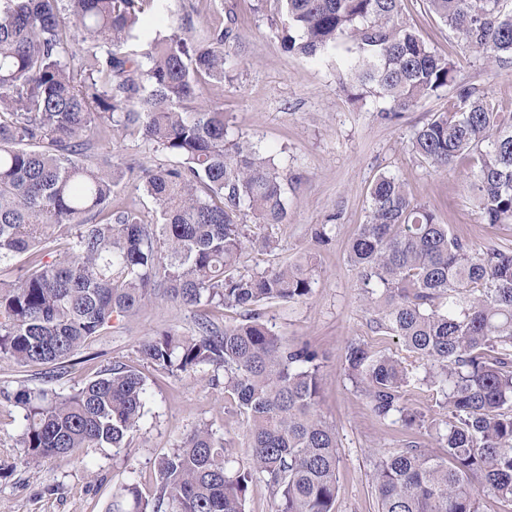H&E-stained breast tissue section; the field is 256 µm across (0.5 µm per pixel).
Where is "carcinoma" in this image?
<instances>
[{"label": "carcinoma", "instance_id": "1", "mask_svg": "<svg viewBox=\"0 0 512 512\" xmlns=\"http://www.w3.org/2000/svg\"><path fill=\"white\" fill-rule=\"evenodd\" d=\"M144 0H0V358L60 376L112 323L162 299L199 312L197 334L143 340L139 361L167 375L209 367L242 417L240 441L197 425L158 463L152 498L136 469L106 512H246L265 483L273 512H335L340 449L321 412V362L309 343L285 345L260 307L306 299L313 265L300 258L245 275L243 219L284 224L285 176L249 140L228 139L224 109L202 99L224 84V28L174 31L148 43V68L123 52ZM284 51L341 74L354 101L373 96L396 115L456 84L448 58L403 19L402 0H284ZM506 0H429L488 63L512 64ZM412 148L446 172L474 156L470 190L486 224H512V113L473 88L457 91ZM119 121L173 161L141 167L137 188L161 223L112 206L126 172L92 158V139ZM376 327L424 371L359 344L344 370L382 422L428 424L442 452L414 442L375 463L377 512H480L479 492L512 505V248L464 242L405 185L381 174L366 223L348 248ZM244 319L220 329L208 309ZM448 409L432 419L404 405L413 382ZM145 377L115 364L68 395L25 385L6 395L23 411L22 464L125 448L140 430Z\"/></svg>", "mask_w": 512, "mask_h": 512}]
</instances>
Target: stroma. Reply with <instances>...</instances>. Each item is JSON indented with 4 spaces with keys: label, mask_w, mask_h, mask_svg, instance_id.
<instances>
[{
    "label": "stroma",
    "mask_w": 512,
    "mask_h": 512,
    "mask_svg": "<svg viewBox=\"0 0 512 512\" xmlns=\"http://www.w3.org/2000/svg\"><path fill=\"white\" fill-rule=\"evenodd\" d=\"M281 0H163L147 11L149 29L181 26L198 35L218 18L230 33L224 45V85L206 99L224 106L229 136L256 142L273 153L287 177L284 224L247 222L249 237H274L277 247L247 250L243 273L261 272L315 254L312 293L300 302L263 308V320L287 344L308 341L321 353V408L336 424L340 442L336 512H376L371 472L378 455L413 440L427 452L440 453L434 430L404 429L380 422L344 371L345 348L359 342L406 358L397 337L377 329L357 274L347 260L348 246L368 213L369 189L382 174L395 176L414 202L433 210L441 223L468 242L493 246L512 240V225L484 224L469 191V161L440 172L412 149L415 131L434 113L451 109L455 90L421 100L398 117H384L383 101L354 102L339 85L335 68L285 52L281 46ZM403 17L431 50L456 64L459 84L485 93L497 111L512 113V67L496 71L463 47L456 34L426 0H403ZM95 152L110 155L119 166L157 167L170 158L153 145L113 126L110 136L95 140ZM333 225V240L318 245L312 228ZM195 311L154 303L135 317L113 321L89 350L75 354L61 377L44 381L10 360L0 359V512H106L129 468L141 475L143 495L158 481L157 463L195 426L212 423L225 438L239 424L229 413L224 390L212 386L211 369L169 377L144 368L147 403L141 430L129 447L84 449L81 461L55 458L38 468L21 464L18 447L22 411L4 398L20 382L67 394L113 364L137 365L139 343L165 331L191 334Z\"/></svg>",
    "instance_id": "1"
}]
</instances>
